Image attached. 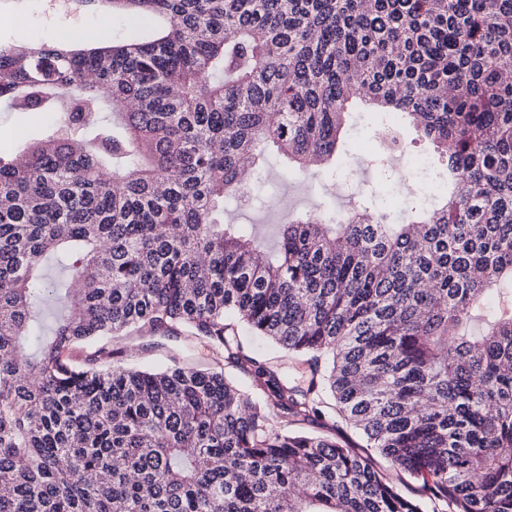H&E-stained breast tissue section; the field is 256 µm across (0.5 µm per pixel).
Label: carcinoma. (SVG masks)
I'll list each match as a JSON object with an SVG mask.
<instances>
[{
  "mask_svg": "<svg viewBox=\"0 0 512 512\" xmlns=\"http://www.w3.org/2000/svg\"><path fill=\"white\" fill-rule=\"evenodd\" d=\"M98 4L149 30L0 43V109L56 113L0 153V512H512V0L56 15ZM363 101L381 136L398 118L445 161L407 223L383 159L356 206L299 210L270 244L224 223L268 152L336 174ZM60 292L44 338L36 311ZM243 329L304 358L306 382ZM130 334H183L250 384L131 365L112 348ZM328 396V434L272 424L316 421Z\"/></svg>",
  "mask_w": 512,
  "mask_h": 512,
  "instance_id": "obj_1",
  "label": "carcinoma"
}]
</instances>
